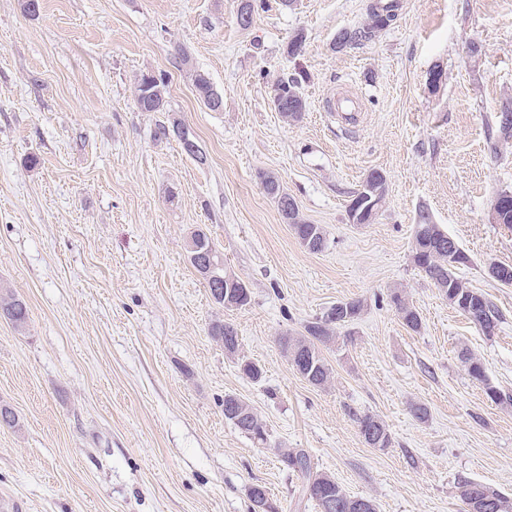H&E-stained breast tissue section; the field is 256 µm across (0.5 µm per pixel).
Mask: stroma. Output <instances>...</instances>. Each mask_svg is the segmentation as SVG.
<instances>
[{
	"label": "stroma",
	"instance_id": "35a3bbf8",
	"mask_svg": "<svg viewBox=\"0 0 512 512\" xmlns=\"http://www.w3.org/2000/svg\"><path fill=\"white\" fill-rule=\"evenodd\" d=\"M371 2L264 0L244 29L238 0H40L35 17L0 0V289L29 313L21 328L0 317V407L17 419L0 427V512H252L255 484L276 512H318L281 461L287 448L377 512H466L467 481L512 498V404L486 395H512V286L488 274L512 265V229L490 216L512 191V140H497L512 0H399L372 41L337 50ZM193 67L221 111L198 100ZM148 71L169 77L165 111L136 105ZM292 75L306 108L287 122L273 98ZM345 94L362 102L356 122L331 110ZM175 124L200 157L156 137ZM374 170L387 195L372 223H350ZM264 173L321 225L322 251L285 223ZM423 213L468 254L455 273L499 310L493 335L414 265ZM198 228L245 282L247 306L212 300L186 249ZM396 292L420 330L402 323ZM347 300L363 311L323 346L332 376L312 386L280 340ZM218 321L261 380L212 338ZM228 393L262 417L267 444L225 419ZM367 413L390 448L364 442ZM357 420L359 424V430L362 424L376 430L373 439L366 443L369 447L379 449L390 448L392 444L391 434L385 423L379 417L373 415H363L358 417Z\"/></svg>",
	"mask_w": 512,
	"mask_h": 512
}]
</instances>
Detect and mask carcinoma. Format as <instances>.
I'll return each mask as SVG.
<instances>
[{
    "label": "carcinoma",
    "instance_id": "cac0c4a2",
    "mask_svg": "<svg viewBox=\"0 0 512 512\" xmlns=\"http://www.w3.org/2000/svg\"><path fill=\"white\" fill-rule=\"evenodd\" d=\"M379 28L376 24L369 23L363 27L351 30L348 46L355 48L371 41ZM192 81L198 98L207 108L218 112L223 108V99L217 95L210 78L199 70H192ZM168 83L161 77H152L151 82H146V75H141L136 86V102L138 108L143 112H162L165 110L166 94ZM278 93V112L288 111V104L295 103V109L305 108V101L301 93V82L296 76L286 77L278 81L276 86ZM266 193L277 203L278 209L284 220L294 225V232L298 238L305 237L309 225L297 223V216L288 212V198L290 195L283 189H266ZM455 253L462 260H469V256L461 248L455 251L448 249V239L444 238L439 231L425 234L419 245L414 247L413 259L428 278H434V274L445 270L448 277L445 278L444 286L440 287L443 292L454 290L459 296L469 298L474 289L469 288L455 272L450 270L449 255ZM393 303L396 305L403 323L413 331L421 328V317L419 312L410 306L401 295H393ZM352 317L343 321L326 324L318 318L305 327L306 335L303 337L282 338V348L286 353L292 366H298L296 359L314 354L316 357L313 367L307 366L298 370V373L312 386L322 387L328 383L332 374V368L326 361L316 343H328L333 339L337 329L346 327L358 319L362 310V304L358 300L349 301ZM0 315L8 319L16 327H22L27 323L28 311L26 303L11 292L0 294ZM473 315L475 318L482 317L491 319L498 323L501 315L498 309L487 298L476 299V307ZM238 340L230 337L224 338V353L229 357L238 358L240 371L252 380L262 377V368L256 363L244 360L239 357ZM224 418L234 423L236 429L244 433L254 441L263 443L267 440L265 424L261 417L254 411L251 405L234 394L224 395ZM358 424L365 425L376 430L373 439L368 442L371 448H388L392 444L391 434L385 423L377 416L363 415L358 417ZM282 461L292 471L296 472L302 479V487L309 499L313 500L319 512H355L353 504L356 498L347 495L340 485L327 473H315L311 470L310 462L302 451H288L281 454ZM249 497L253 503V512H274V507L269 502L267 490L262 485H254L249 490ZM460 497L463 502L480 501L481 508L478 512H512V500L500 491L475 482H465L460 486Z\"/></svg>",
    "mask_w": 512,
    "mask_h": 512
}]
</instances>
